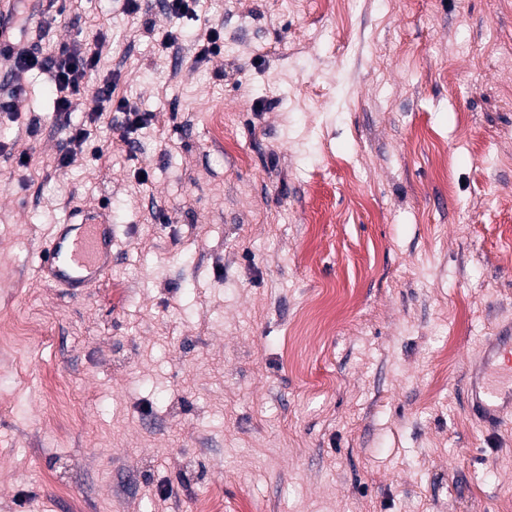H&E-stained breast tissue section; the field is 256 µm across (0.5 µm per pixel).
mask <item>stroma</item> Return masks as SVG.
I'll list each match as a JSON object with an SVG mask.
<instances>
[{
    "label": "stroma",
    "instance_id": "1",
    "mask_svg": "<svg viewBox=\"0 0 512 512\" xmlns=\"http://www.w3.org/2000/svg\"><path fill=\"white\" fill-rule=\"evenodd\" d=\"M335 3L0 0L44 54L103 35L87 96L153 116L62 167L50 73L0 113V512H512V414L467 390L512 321V0ZM101 204L63 296L39 257ZM61 224L41 259V277L74 296L96 288L112 264V213L106 207L80 208Z\"/></svg>",
    "mask_w": 512,
    "mask_h": 512
}]
</instances>
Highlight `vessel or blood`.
I'll return each instance as SVG.
<instances>
[{
	"instance_id": "obj_1",
	"label": "vessel or blood",
	"mask_w": 512,
	"mask_h": 512,
	"mask_svg": "<svg viewBox=\"0 0 512 512\" xmlns=\"http://www.w3.org/2000/svg\"><path fill=\"white\" fill-rule=\"evenodd\" d=\"M61 225L39 266L42 278L73 296L99 286L112 264V214L105 207L81 208ZM470 374V408L483 427L498 426L512 412V328L493 337Z\"/></svg>"
}]
</instances>
